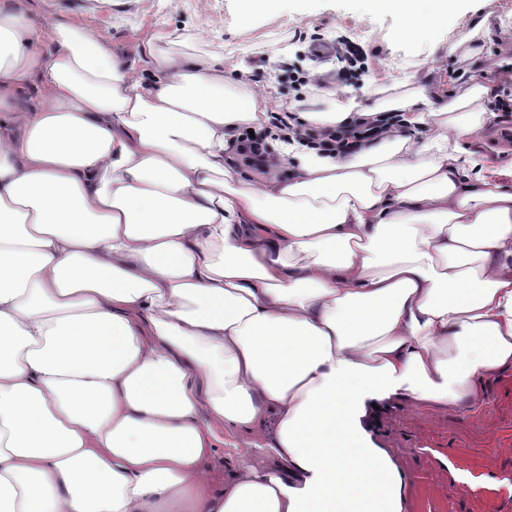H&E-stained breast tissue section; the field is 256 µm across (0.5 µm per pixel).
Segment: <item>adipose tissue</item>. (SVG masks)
<instances>
[{"instance_id": "ef3b65f1", "label": "adipose tissue", "mask_w": 512, "mask_h": 512, "mask_svg": "<svg viewBox=\"0 0 512 512\" xmlns=\"http://www.w3.org/2000/svg\"><path fill=\"white\" fill-rule=\"evenodd\" d=\"M348 4L437 47L463 8ZM486 68L453 97L306 100L318 129H405L348 157L281 140L245 171L247 78L0 0V512H403L379 408L472 405L512 370V161L470 147ZM224 432L277 471L213 493Z\"/></svg>"}]
</instances>
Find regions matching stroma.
I'll return each instance as SVG.
<instances>
[{
    "instance_id": "obj_1",
    "label": "stroma",
    "mask_w": 512,
    "mask_h": 512,
    "mask_svg": "<svg viewBox=\"0 0 512 512\" xmlns=\"http://www.w3.org/2000/svg\"><path fill=\"white\" fill-rule=\"evenodd\" d=\"M488 14L490 39L471 37V12L449 29L444 47L390 38L395 19L378 13L360 16L345 0H284L275 12L239 18L238 0H42V10L69 16L108 38L113 47L136 57L144 43L162 34L160 49L183 50L221 61L225 70L247 69L264 91L267 108L284 112L315 95L313 87L295 88L292 68L328 73L335 88V60L312 54L315 41L337 43L346 37L367 55L369 71L344 96L369 103L388 94V77L399 84L425 80L441 92L464 70L467 51L497 54L512 36V0H475ZM155 40V39H154ZM374 441L389 453L409 480L404 512H512V370L494 375L481 403L473 407L429 409L405 403L385 413L373 429ZM264 450L219 446L212 460L214 490L224 488V469L264 468Z\"/></svg>"
}]
</instances>
